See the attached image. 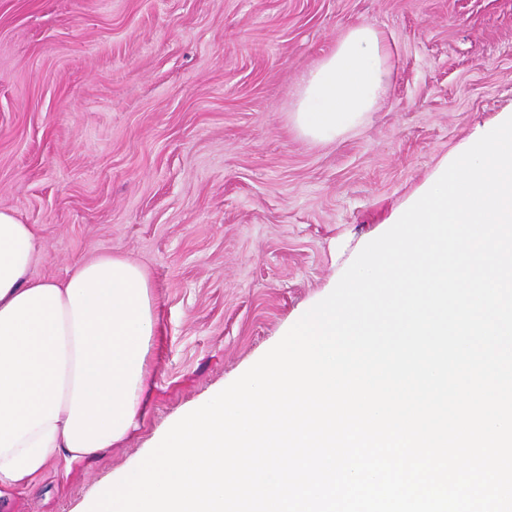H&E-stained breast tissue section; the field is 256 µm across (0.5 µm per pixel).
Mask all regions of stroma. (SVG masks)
<instances>
[{
    "mask_svg": "<svg viewBox=\"0 0 512 512\" xmlns=\"http://www.w3.org/2000/svg\"><path fill=\"white\" fill-rule=\"evenodd\" d=\"M356 24L388 44L390 90L361 127L310 142L292 96ZM509 109L512 0H0V209L37 226L35 275L119 254L159 312L123 443L51 466L0 512H80Z\"/></svg>",
    "mask_w": 512,
    "mask_h": 512,
    "instance_id": "stroma-1",
    "label": "stroma"
}]
</instances>
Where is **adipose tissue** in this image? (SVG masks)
Segmentation results:
<instances>
[{"label": "adipose tissue", "mask_w": 512, "mask_h": 512, "mask_svg": "<svg viewBox=\"0 0 512 512\" xmlns=\"http://www.w3.org/2000/svg\"><path fill=\"white\" fill-rule=\"evenodd\" d=\"M378 32L349 27L302 78L296 132L327 143L359 126L390 87ZM35 225L0 210V498L32 489L53 464L88 463L123 440L145 404L157 334L147 272L109 253L62 280L34 275Z\"/></svg>", "instance_id": "ef3b65f1"}]
</instances>
